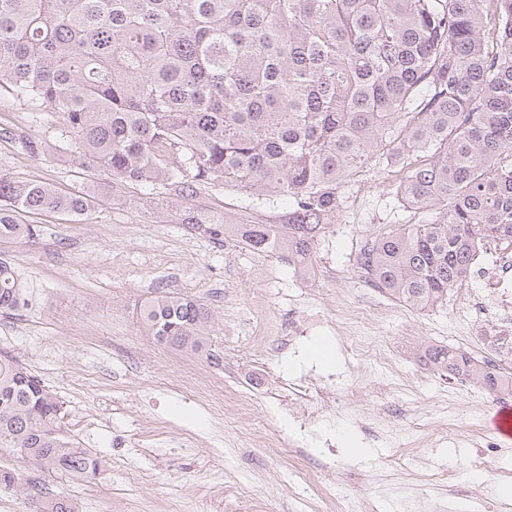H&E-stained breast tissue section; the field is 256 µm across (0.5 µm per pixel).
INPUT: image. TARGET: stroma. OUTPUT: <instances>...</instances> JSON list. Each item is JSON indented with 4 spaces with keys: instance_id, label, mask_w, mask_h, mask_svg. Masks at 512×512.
I'll return each instance as SVG.
<instances>
[{
    "instance_id": "1",
    "label": "stroma",
    "mask_w": 512,
    "mask_h": 512,
    "mask_svg": "<svg viewBox=\"0 0 512 512\" xmlns=\"http://www.w3.org/2000/svg\"><path fill=\"white\" fill-rule=\"evenodd\" d=\"M0 173L40 180L64 192L95 197L74 221L31 213L38 238L4 243L0 254L27 283L26 303L0 315V353L21 361L62 404V432L105 464L102 475L69 481L41 477L11 449L0 466L21 479L44 478L78 512H254L271 500L278 512H402L399 488L444 498L451 512H500L512 495L495 489L512 471V448L485 427L496 396L462 378L429 370L424 346H445L491 360L466 334L469 314L449 292L443 305L421 310L366 287L356 268L367 243L429 213L398 196L401 163L371 161L342 190L336 221L320 237L306 278L269 253H255L182 224L184 207L165 213L143 204L142 190L112 187L97 171L72 167L65 156L34 158L21 136L55 139L56 113L32 112L0 98ZM196 205L228 216L270 220L229 187L200 195ZM188 296L211 312L206 351L191 354L157 344L139 328V306L159 294ZM380 305L377 321L347 326L346 309ZM370 336L374 357H358L349 340ZM327 345V367L309 350ZM315 385L330 396L328 415L297 423L282 413L290 387ZM249 401L250 410L218 421L201 387ZM482 468H475V461Z\"/></svg>"
}]
</instances>
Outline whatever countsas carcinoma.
<instances>
[{
    "mask_svg": "<svg viewBox=\"0 0 512 512\" xmlns=\"http://www.w3.org/2000/svg\"><path fill=\"white\" fill-rule=\"evenodd\" d=\"M61 115L58 150L112 185L145 190L162 212L217 187L258 205L288 202L279 223L187 207L181 223L294 270L334 223L339 189L373 158L417 156L400 185L432 212L366 245L365 283L429 309L462 283L480 242L512 239V0H0V94ZM34 211L78 221L87 194L0 175V243L39 233ZM26 285L0 258V313ZM210 311L159 295L140 309L141 333L186 352L206 349ZM425 365L493 391L502 376L450 348ZM0 448L42 472L92 479L104 464L61 433L57 395L20 361L0 357ZM30 512H76L32 480Z\"/></svg>",
    "mask_w": 512,
    "mask_h": 512,
    "instance_id": "carcinoma-1",
    "label": "carcinoma"
}]
</instances>
